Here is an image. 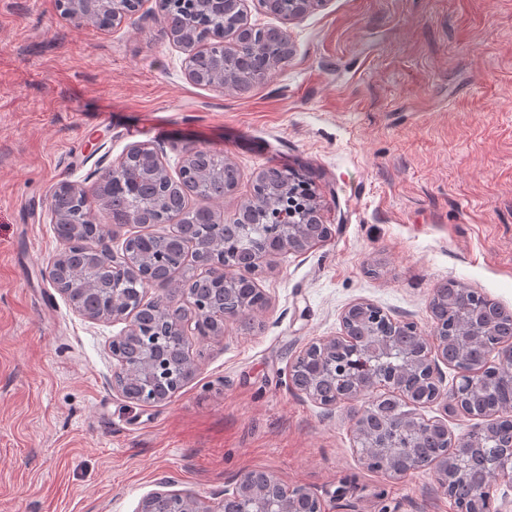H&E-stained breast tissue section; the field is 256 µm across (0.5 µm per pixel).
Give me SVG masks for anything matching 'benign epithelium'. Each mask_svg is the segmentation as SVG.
Here are the masks:
<instances>
[{
  "label": "benign epithelium",
  "mask_w": 512,
  "mask_h": 512,
  "mask_svg": "<svg viewBox=\"0 0 512 512\" xmlns=\"http://www.w3.org/2000/svg\"><path fill=\"white\" fill-rule=\"evenodd\" d=\"M241 0H157L158 9L169 17L173 10L169 6H180L182 13L189 15L199 6L221 12L239 5ZM259 9L276 7V16L286 25L293 20L307 16L316 6L325 0H255ZM90 0H58L60 8L67 16L79 24L91 22L88 10ZM95 4L106 5L112 15V27L118 28L134 23L140 15L143 0H95ZM164 36L186 54L184 60L186 75L193 83L197 82L191 60L197 53L196 45L180 37V33L167 28ZM258 42L265 46L266 53L273 63H283L288 59L290 44L288 31L283 28L265 30L250 27L243 32L233 48L240 51L244 46ZM194 148L186 146L178 160V178L192 180L196 170L190 164ZM250 200L259 206L266 215L265 224H239L237 231L244 242V248L238 261L230 265L224 262V255L213 253L210 262L201 268L198 277L218 278L224 284V299L235 295L239 280L250 281L255 288L256 298L251 305V312L259 313L268 305V298L258 285V279L271 266L274 257L283 253H303L314 241H302L293 237L299 228L297 224L282 223L284 213L280 206L290 207L311 205L320 210L319 197L310 193L306 199L297 197L292 188L286 186L278 201L268 198L267 183L263 173H257L252 180ZM95 261L112 267L114 284L121 285L126 277L127 257H118L109 249L100 250ZM170 301H145V296L137 300L124 299L121 304L100 312L83 308L77 312L90 320H114L127 324L126 331L112 338L109 350L112 359L117 362L112 388L128 400L141 404H156L168 399L160 397L152 387L155 379L171 372V364L164 361L155 348H147L148 327L140 322L138 312L150 303L158 310H172L179 307V301L187 303L192 313L195 331L198 335L214 340L224 337V328L212 326L214 319L221 323L234 321L239 316L236 308H218L199 295L189 286L167 289ZM341 333L328 336L306 345L299 351L289 368V381L307 394L318 404L333 410L338 404L350 408L352 431L356 443L363 447L360 459L370 471L381 472L390 478H399L411 470L429 468L441 491L450 494L448 471H462L471 460V448L474 439L465 434L452 438L448 452L437 458H424L415 453V449L401 447L391 438L383 435L372 437L365 434L366 419L378 410L372 403L371 395L384 388L379 399L389 402L394 408L405 403L408 410L396 415L389 421L387 430L404 428L413 437L421 436L430 428L447 427L444 420L426 419L416 412L422 405L420 401L410 399L408 393L399 384V380L410 372L421 373L434 388L430 402L444 400V413L450 415H469L462 405L458 389L454 388L442 394L443 375L439 363H448V330L433 328L431 337L423 332L414 321L395 320L379 306L367 301H355L347 306L341 315ZM349 351H365L372 354V361L382 363L393 354H398L400 365L395 367L391 377L383 378L372 372L366 377L354 373L345 365L336 364V348ZM508 480L512 484V448L500 454V460L490 471L484 481V496L487 501H494L493 492L497 482ZM157 489L148 493L141 501L138 512H153V505L158 498L165 499V512H224V503L238 502L240 512H266L269 499L279 496L277 512H326L322 499L304 487L285 488L280 479L272 473L249 472L241 476L232 489H226L212 499L204 498L191 490H176L174 481L166 476L160 477Z\"/></svg>",
  "instance_id": "1"
}]
</instances>
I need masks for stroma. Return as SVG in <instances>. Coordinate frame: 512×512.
<instances>
[{
    "label": "stroma",
    "instance_id": "obj_1",
    "mask_svg": "<svg viewBox=\"0 0 512 512\" xmlns=\"http://www.w3.org/2000/svg\"><path fill=\"white\" fill-rule=\"evenodd\" d=\"M144 9L101 30L57 0H0V512H137L159 475L209 498L250 471L327 512H454L429 471L366 469L349 408L287 372L358 300L426 334L451 279L512 311V0H325L245 93L192 83ZM138 142L171 168L190 144L233 163L237 189L209 203L227 217L262 169L304 170L334 227L276 258L252 326L189 334L198 371L155 405L112 388L124 323L85 319L45 276L50 191Z\"/></svg>",
    "mask_w": 512,
    "mask_h": 512
}]
</instances>
